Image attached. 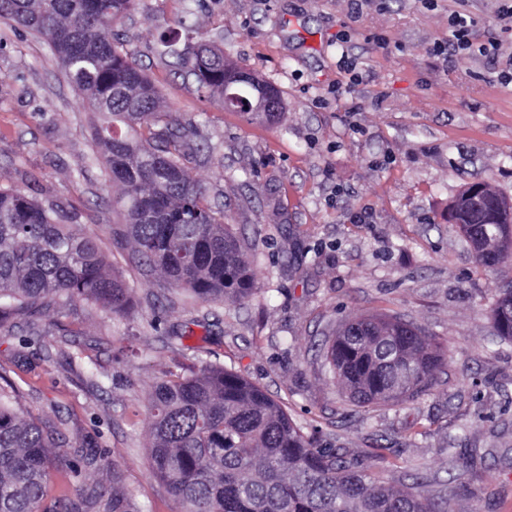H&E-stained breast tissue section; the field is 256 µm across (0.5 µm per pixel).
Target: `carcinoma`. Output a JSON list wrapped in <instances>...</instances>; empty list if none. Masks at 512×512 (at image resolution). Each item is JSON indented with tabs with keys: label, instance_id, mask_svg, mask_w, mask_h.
<instances>
[{
	"label": "carcinoma",
	"instance_id": "carcinoma-1",
	"mask_svg": "<svg viewBox=\"0 0 512 512\" xmlns=\"http://www.w3.org/2000/svg\"><path fill=\"white\" fill-rule=\"evenodd\" d=\"M136 0H0V17L40 34L89 109L94 135L112 182L120 187V238L164 280L194 298L236 303L256 291L245 243L217 216L208 189L192 179L185 162L191 140L162 123L161 92L134 52L112 27ZM198 87L240 103L267 97L274 121L284 101L277 90L232 63L224 52L192 37L181 50L160 38ZM501 205L508 206L506 199ZM499 205V206H501ZM488 203L479 231L500 240L497 253L473 243L478 264L493 268L512 257V218ZM84 298L120 314L130 289L108 273L89 235L61 222L59 211L24 191L0 185V323L49 300ZM497 335L512 340V293L500 292L491 308ZM324 365L353 405L395 406L428 391L446 365L440 343L412 323L367 315L346 320L325 340ZM147 446L153 474L181 512H448V501L386 486L376 477L381 449L348 458L305 435L264 390L221 366L165 375L148 398ZM82 454L69 459L45 426L26 418L13 396L0 392V512H57L44 505L52 457L64 458L66 475L80 480V462L117 470L109 453L85 437ZM112 512H131L112 475Z\"/></svg>",
	"mask_w": 512,
	"mask_h": 512
}]
</instances>
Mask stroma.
<instances>
[{
	"instance_id": "stroma-1",
	"label": "stroma",
	"mask_w": 512,
	"mask_h": 512,
	"mask_svg": "<svg viewBox=\"0 0 512 512\" xmlns=\"http://www.w3.org/2000/svg\"><path fill=\"white\" fill-rule=\"evenodd\" d=\"M502 0H139L116 27L160 88L167 122L203 149L205 183L248 246L259 291L204 303L142 265L116 232L115 189L96 118L40 36L0 17V184L63 210L96 238L131 290L122 315L85 299L19 313L0 328V387L56 446L96 437L134 512H178L152 473L148 394L168 370L207 364L264 388L318 443L361 456L385 447L386 485H420L448 512H512V341L490 315L512 260L479 266L448 206L482 181L512 199V30ZM474 18L489 59L447 49L448 17ZM190 26L277 88L285 109L247 121L200 91L161 35ZM357 63L349 81L342 54ZM386 314L435 337L448 359L433 386L395 407L347 405L323 366L338 325ZM478 449L475 463L448 456Z\"/></svg>"
}]
</instances>
